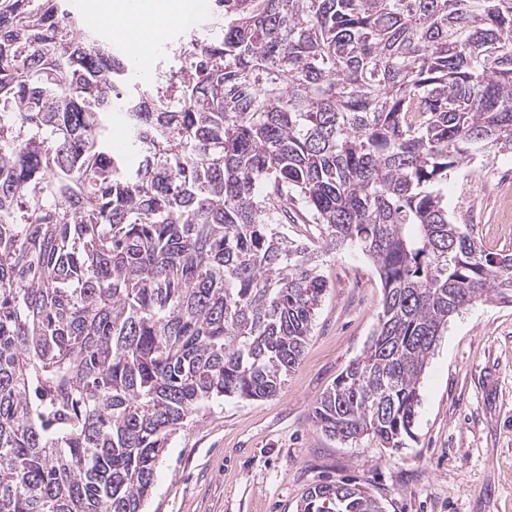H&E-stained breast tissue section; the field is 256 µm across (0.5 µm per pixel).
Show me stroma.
Wrapping results in <instances>:
<instances>
[{"instance_id":"35a3bbf8","label":"stroma","mask_w":512,"mask_h":512,"mask_svg":"<svg viewBox=\"0 0 512 512\" xmlns=\"http://www.w3.org/2000/svg\"><path fill=\"white\" fill-rule=\"evenodd\" d=\"M501 176L477 163L448 179L449 214L469 223L477 200L491 252L512 249V225L498 221L501 194L474 188ZM320 269L327 291L298 367L275 396L214 402L178 431L143 512H296L309 488L337 481L368 488L385 512H512V305L481 300L449 321L402 448L344 442L317 429L312 409L372 339L382 285L354 245Z\"/></svg>"}]
</instances>
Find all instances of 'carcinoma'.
<instances>
[{
    "mask_svg": "<svg viewBox=\"0 0 512 512\" xmlns=\"http://www.w3.org/2000/svg\"><path fill=\"white\" fill-rule=\"evenodd\" d=\"M222 2L167 46L186 73L129 84L66 0H0V512H142L186 422L298 365L322 252L383 288L312 410L338 440L402 447L448 320L512 303V251L448 216L451 173L512 155V0ZM297 512L384 506L336 482ZM288 237L307 243L321 244L325 234L320 224H288Z\"/></svg>",
    "mask_w": 512,
    "mask_h": 512,
    "instance_id": "1",
    "label": "carcinoma"
}]
</instances>
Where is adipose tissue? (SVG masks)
<instances>
[{
	"label": "adipose tissue",
	"mask_w": 512,
	"mask_h": 512,
	"mask_svg": "<svg viewBox=\"0 0 512 512\" xmlns=\"http://www.w3.org/2000/svg\"><path fill=\"white\" fill-rule=\"evenodd\" d=\"M201 0H92L96 18L129 48L139 74L148 72V49L175 24L189 25Z\"/></svg>",
	"instance_id": "ef3b65f1"
}]
</instances>
